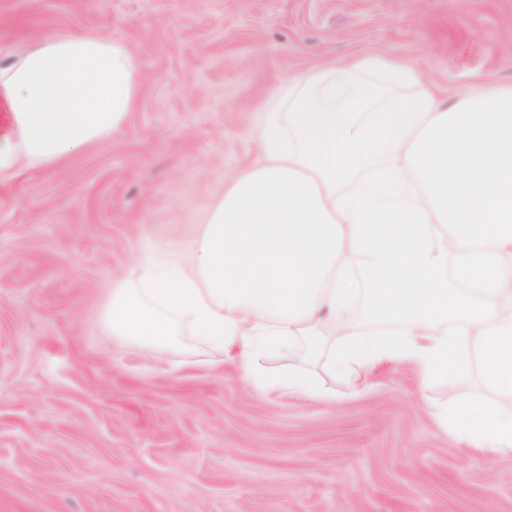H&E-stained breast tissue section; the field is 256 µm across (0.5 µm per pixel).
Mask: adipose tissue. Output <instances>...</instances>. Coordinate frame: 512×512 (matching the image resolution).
Segmentation results:
<instances>
[{
	"label": "adipose tissue",
	"instance_id": "1",
	"mask_svg": "<svg viewBox=\"0 0 512 512\" xmlns=\"http://www.w3.org/2000/svg\"><path fill=\"white\" fill-rule=\"evenodd\" d=\"M140 85L134 54L93 33L38 38L0 61V176L45 171L117 131ZM262 160L229 183L187 253L141 260L113 289V336L173 348L184 331L270 391L321 401L309 363L350 393L383 364L423 387L476 373L480 399L426 396L453 444L512 455V87L454 102L410 62L314 68L256 131Z\"/></svg>",
	"mask_w": 512,
	"mask_h": 512
}]
</instances>
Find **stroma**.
Returning a JSON list of instances; mask_svg holds the SVG:
<instances>
[{
  "label": "stroma",
  "instance_id": "stroma-1",
  "mask_svg": "<svg viewBox=\"0 0 512 512\" xmlns=\"http://www.w3.org/2000/svg\"><path fill=\"white\" fill-rule=\"evenodd\" d=\"M60 32L123 41L142 82L108 138L0 182V512H512V456L453 445L409 365L270 396L192 335L149 352L104 321L260 162L278 89L368 53L448 99L512 86V0H0L1 60Z\"/></svg>",
  "mask_w": 512,
  "mask_h": 512
}]
</instances>
